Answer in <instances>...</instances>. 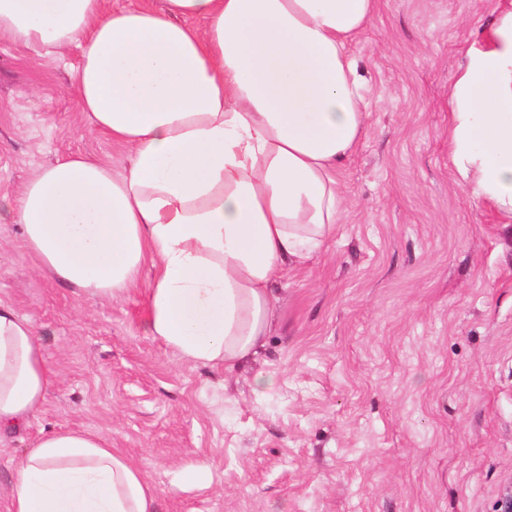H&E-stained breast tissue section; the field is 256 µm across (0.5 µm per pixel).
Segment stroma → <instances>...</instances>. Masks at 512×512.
Wrapping results in <instances>:
<instances>
[{
    "mask_svg": "<svg viewBox=\"0 0 512 512\" xmlns=\"http://www.w3.org/2000/svg\"><path fill=\"white\" fill-rule=\"evenodd\" d=\"M494 3L380 0L354 47L371 115L337 172L336 235L285 268L270 333L233 370L148 335L151 266L121 298L86 300L0 224V298L56 374L39 416L0 439V512L12 458L55 427L111 440L158 512H497L512 482V223L467 197L448 159L449 85ZM32 57L0 42V195L62 156L122 171L126 148L77 108L78 50ZM198 463L211 486L183 485Z\"/></svg>",
    "mask_w": 512,
    "mask_h": 512,
    "instance_id": "35a3bbf8",
    "label": "stroma"
}]
</instances>
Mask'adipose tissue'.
Segmentation results:
<instances>
[{
  "instance_id": "ef3b65f1",
  "label": "adipose tissue",
  "mask_w": 512,
  "mask_h": 512,
  "mask_svg": "<svg viewBox=\"0 0 512 512\" xmlns=\"http://www.w3.org/2000/svg\"><path fill=\"white\" fill-rule=\"evenodd\" d=\"M379 0H0V40L77 47L76 104L125 146L123 173L68 157L0 195L41 272L92 301L144 262L146 326L192 366L233 369L269 331L273 283L336 234V172L370 113L353 47ZM450 85L448 154L512 223V0H496ZM53 372L0 299V436L42 410ZM8 512H157L145 473L86 429L41 432L14 462Z\"/></svg>"
}]
</instances>
